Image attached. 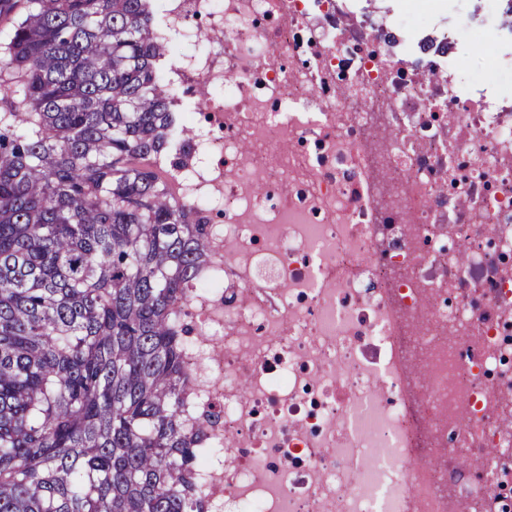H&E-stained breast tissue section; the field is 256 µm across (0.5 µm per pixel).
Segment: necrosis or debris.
Wrapping results in <instances>:
<instances>
[{"label": "necrosis or debris", "instance_id": "necrosis-or-debris-1", "mask_svg": "<svg viewBox=\"0 0 512 512\" xmlns=\"http://www.w3.org/2000/svg\"><path fill=\"white\" fill-rule=\"evenodd\" d=\"M219 88L174 171L224 213L190 318L210 512H479L512 485V26L378 0H163ZM492 66L460 62L471 29ZM496 449L448 478L450 454Z\"/></svg>", "mask_w": 512, "mask_h": 512}]
</instances>
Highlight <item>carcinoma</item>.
Listing matches in <instances>:
<instances>
[{
	"label": "carcinoma",
	"mask_w": 512,
	"mask_h": 512,
	"mask_svg": "<svg viewBox=\"0 0 512 512\" xmlns=\"http://www.w3.org/2000/svg\"><path fill=\"white\" fill-rule=\"evenodd\" d=\"M154 0H0V512H208L185 307L221 244L156 161Z\"/></svg>",
	"instance_id": "obj_1"
}]
</instances>
